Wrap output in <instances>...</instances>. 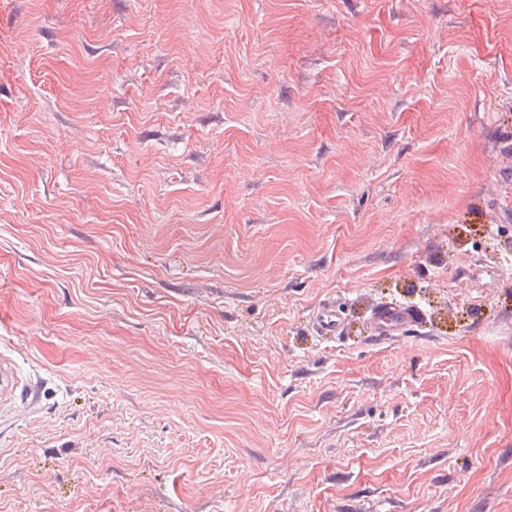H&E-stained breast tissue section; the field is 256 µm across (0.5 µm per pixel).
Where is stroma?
Returning a JSON list of instances; mask_svg holds the SVG:
<instances>
[{
  "instance_id": "stroma-1",
  "label": "stroma",
  "mask_w": 512,
  "mask_h": 512,
  "mask_svg": "<svg viewBox=\"0 0 512 512\" xmlns=\"http://www.w3.org/2000/svg\"><path fill=\"white\" fill-rule=\"evenodd\" d=\"M510 169L512 0H0V512H512ZM341 321V312L336 309V306L324 303L314 313L313 328L318 336L331 337L336 335ZM421 311L408 304L396 303L377 309L372 315L375 336H397L421 323ZM34 397V387L30 379L17 370L11 359L0 356V419L13 415L18 401L26 404Z\"/></svg>"
}]
</instances>
